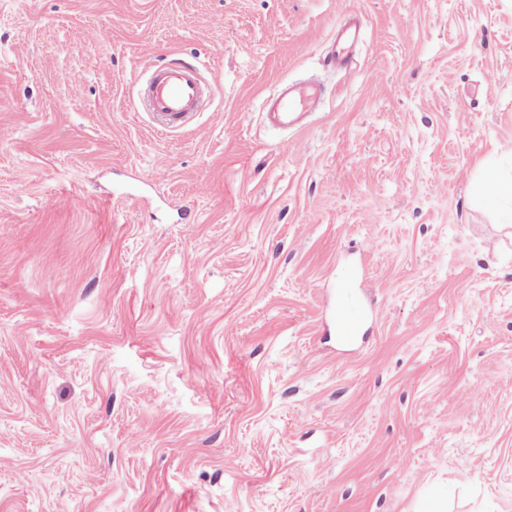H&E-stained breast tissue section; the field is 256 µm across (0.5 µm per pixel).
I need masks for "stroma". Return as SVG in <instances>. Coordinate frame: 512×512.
Instances as JSON below:
<instances>
[{"label": "stroma", "mask_w": 512, "mask_h": 512, "mask_svg": "<svg viewBox=\"0 0 512 512\" xmlns=\"http://www.w3.org/2000/svg\"><path fill=\"white\" fill-rule=\"evenodd\" d=\"M0 131V512H512V0H0ZM356 37L357 31L338 27L335 39L332 41L330 51L326 56L327 62L336 68L347 69V50ZM212 84L200 77L191 62L170 60L141 85L140 103L151 117L153 129L169 134L195 116ZM321 104V95L304 87L289 86L280 91L272 110L265 112L267 122L279 129L300 127L310 112ZM482 172L477 186V194L481 200L491 202L498 224L512 227V174L505 177L495 166L485 160L478 163ZM336 323V333L339 343L344 347L354 344L358 333L368 319L375 320L377 313L365 306H359L355 310H347L337 307L331 312Z\"/></svg>", "instance_id": "35a3bbf8"}]
</instances>
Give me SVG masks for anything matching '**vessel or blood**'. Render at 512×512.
Instances as JSON below:
<instances>
[{"mask_svg": "<svg viewBox=\"0 0 512 512\" xmlns=\"http://www.w3.org/2000/svg\"><path fill=\"white\" fill-rule=\"evenodd\" d=\"M356 37L355 31L337 29L326 56L327 62L337 68H346L347 50ZM208 87V82L200 77L191 62L176 59L168 61L141 85L139 98L153 121V129L167 134L195 116L208 93ZM320 104V94L303 87L290 86L280 91L274 107L266 114V120L279 129H294L302 126L309 113ZM331 316L340 344L348 347L354 344L366 321L376 319L377 314L362 306L353 310L336 308Z\"/></svg>", "mask_w": 512, "mask_h": 512, "instance_id": "obj_1", "label": "vessel or blood"}]
</instances>
